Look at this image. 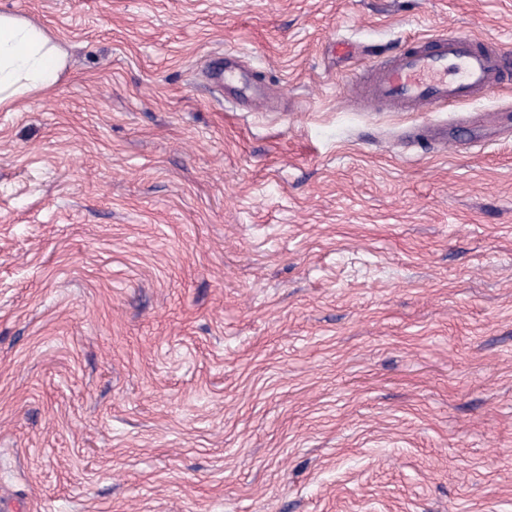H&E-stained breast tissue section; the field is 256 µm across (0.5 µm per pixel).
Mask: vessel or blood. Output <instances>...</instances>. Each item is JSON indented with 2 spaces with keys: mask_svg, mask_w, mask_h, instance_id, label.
I'll list each match as a JSON object with an SVG mask.
<instances>
[{
  "mask_svg": "<svg viewBox=\"0 0 512 512\" xmlns=\"http://www.w3.org/2000/svg\"><path fill=\"white\" fill-rule=\"evenodd\" d=\"M512 71V52L495 42H479L461 33H443L428 42L410 41L378 63L368 88L370 100L396 112H429L470 103L498 91ZM215 81L242 84L253 104L265 92L243 84L236 68L213 71Z\"/></svg>",
  "mask_w": 512,
  "mask_h": 512,
  "instance_id": "1",
  "label": "vessel or blood"
}]
</instances>
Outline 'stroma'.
Returning a JSON list of instances; mask_svg holds the SVG:
<instances>
[{
    "label": "stroma",
    "mask_w": 512,
    "mask_h": 512,
    "mask_svg": "<svg viewBox=\"0 0 512 512\" xmlns=\"http://www.w3.org/2000/svg\"><path fill=\"white\" fill-rule=\"evenodd\" d=\"M0 512H512V133L361 110L512 0H0ZM354 46L336 56L337 41ZM239 56L274 96L206 78ZM65 59L38 23L0 13V109L53 87Z\"/></svg>",
    "instance_id": "obj_1"
}]
</instances>
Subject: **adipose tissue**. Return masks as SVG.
I'll list each match as a JSON object with an SVG mask.
<instances>
[{"label":"adipose tissue","instance_id":"obj_1","mask_svg":"<svg viewBox=\"0 0 512 512\" xmlns=\"http://www.w3.org/2000/svg\"><path fill=\"white\" fill-rule=\"evenodd\" d=\"M65 59L38 23L0 13V109L53 87Z\"/></svg>","mask_w":512,"mask_h":512}]
</instances>
